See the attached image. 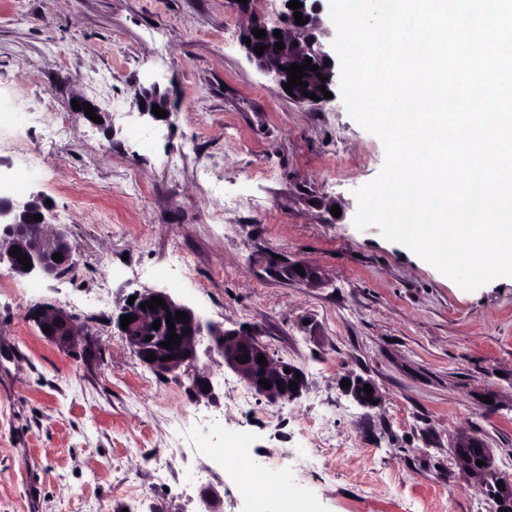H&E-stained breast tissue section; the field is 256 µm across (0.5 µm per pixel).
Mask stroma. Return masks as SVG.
Listing matches in <instances>:
<instances>
[{
    "label": "stroma",
    "mask_w": 512,
    "mask_h": 512,
    "mask_svg": "<svg viewBox=\"0 0 512 512\" xmlns=\"http://www.w3.org/2000/svg\"><path fill=\"white\" fill-rule=\"evenodd\" d=\"M253 16L277 23L273 0H0V193L51 200L47 230L78 258L60 276L0 268V512H198L205 487L221 512H248L237 461L213 454L241 435L270 504L308 512H490L487 476L454 455L465 436L512 474V277L466 291L354 226L383 144L341 96L309 108L250 62ZM155 82L163 121L131 109ZM77 96L111 130L73 111ZM272 254L321 283L271 278ZM143 288L259 328L308 391L267 402L207 338L215 400L159 377L111 323ZM37 307L78 319L101 359L44 339ZM347 371L377 384L379 407L342 394Z\"/></svg>",
    "instance_id": "1"
}]
</instances>
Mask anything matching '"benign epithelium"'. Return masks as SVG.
<instances>
[{
  "label": "benign epithelium",
  "instance_id": "7a95c632",
  "mask_svg": "<svg viewBox=\"0 0 512 512\" xmlns=\"http://www.w3.org/2000/svg\"><path fill=\"white\" fill-rule=\"evenodd\" d=\"M277 2H279V16L285 19L288 26V29L281 30L283 39L279 40L273 35L266 41L255 37L252 30H264L269 27L275 30L277 26L271 27L261 20L253 21L246 26L243 34V38L250 40V46L246 47L247 55L280 88L288 82L287 68L291 64L302 65L306 58H311L312 64L318 66V71L305 70L302 81L307 83V87L303 88L299 85L292 87L291 99L312 109H320L329 102V99L325 98L320 90V86L323 85L327 88L331 86L336 67L335 58L325 50L316 36V32L323 29L322 0H299L302 7L296 11L302 13V18L306 19V23L303 25L295 23L293 13L296 11L288 7L290 0H277ZM292 33L297 35L302 43L293 45L294 39L290 37ZM279 41L284 43L282 50L275 49V43ZM258 45L265 46L261 55L255 52V47ZM319 73L328 77V80L321 81L317 77ZM306 92L315 94L319 100L304 96ZM154 105L168 113L171 112L170 91L160 87L157 83L141 88L137 99V108L142 116H153L152 106ZM46 210V202L38 194L30 196L26 200L0 195V267L3 266L10 273L18 276H28L34 273L55 276L70 268L75 248L62 233L46 235L44 232L46 219L34 220V215L43 216ZM14 246L21 250V254L28 255L31 261L30 269H23V265L19 264L17 258L9 255L10 249ZM57 253L62 255V260L58 262L53 260V255ZM297 265L302 266L305 275L302 276L296 272L295 266ZM268 271L273 277L283 280L312 283L318 279L317 271L309 264L289 258L270 259ZM132 295L136 296L134 303L131 305L123 303L119 308L118 315L115 316L114 324L119 333L125 338L143 365L163 374L183 370L190 377L191 387L196 394L208 399L216 397L214 390L204 388V385L212 384L210 377L198 370L197 347L205 336L215 337V346L218 354L224 359V365L234 371L258 395L265 397L268 402L289 403L300 398L303 392L308 390L305 375H296L299 368L288 362L274 360L268 347L257 338V334L218 329L203 321L192 309L177 303L164 291L136 290L132 292ZM154 296L163 298L167 308L163 309L158 306L153 312L148 308L140 307L141 303ZM178 312L188 314V320L178 321L176 319ZM127 314L135 316V320L128 325V328L123 329L121 328V316ZM169 316L172 317L174 324L173 332L180 338V343L174 345L170 350L161 346V343L167 341L171 332L167 326V317ZM30 320L39 330L45 325L51 328L50 332L43 334V337L49 341L69 347L79 339L82 342V348H97V341L84 332L72 316L64 312L36 309L30 313ZM157 320L160 321V327L155 330L152 325ZM150 354L155 355L156 359L145 360V357ZM260 354L265 356L263 365L258 363ZM287 368L290 369L288 373L285 372ZM262 379L270 381L271 387L261 386L259 381ZM349 380L350 387L344 389V392L360 406L374 407V402L379 400L377 386L371 380L360 376H351ZM292 382L297 384L295 391L289 389ZM366 385L371 386L373 393L368 395L364 392ZM455 454L473 472L486 473L491 469L488 449L472 436L459 442L455 448ZM478 460L485 462V465L477 466L476 461ZM495 481L503 482V487L496 488L497 495L502 498V502L495 503L492 512H500L502 509L512 512V476L497 477Z\"/></svg>",
  "mask_w": 512,
  "mask_h": 512
}]
</instances>
